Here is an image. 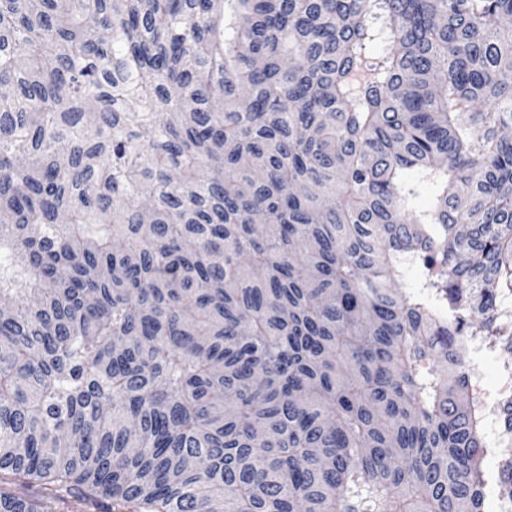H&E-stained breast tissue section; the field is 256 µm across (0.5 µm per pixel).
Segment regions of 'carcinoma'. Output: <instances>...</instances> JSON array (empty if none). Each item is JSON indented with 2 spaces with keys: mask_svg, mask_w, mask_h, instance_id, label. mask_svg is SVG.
<instances>
[{
  "mask_svg": "<svg viewBox=\"0 0 512 512\" xmlns=\"http://www.w3.org/2000/svg\"><path fill=\"white\" fill-rule=\"evenodd\" d=\"M509 131L512 0H0V512H484ZM481 320L482 319L479 315L473 314L471 316L470 320H468V323L463 330V332H470V333L466 334L465 336H468V338H467L468 346L470 347L471 351L474 354H476L477 360L481 359L484 351H487V352L492 351V347L490 345L486 344L481 333L471 332V331L482 330L480 328ZM465 336H459V338L461 341L460 342L461 347L463 348V351H464L463 361H464L467 371H469L470 368L472 367L473 362H472V356L470 355L469 351L463 345V339Z\"/></svg>",
  "mask_w": 512,
  "mask_h": 512,
  "instance_id": "carcinoma-1",
  "label": "carcinoma"
}]
</instances>
